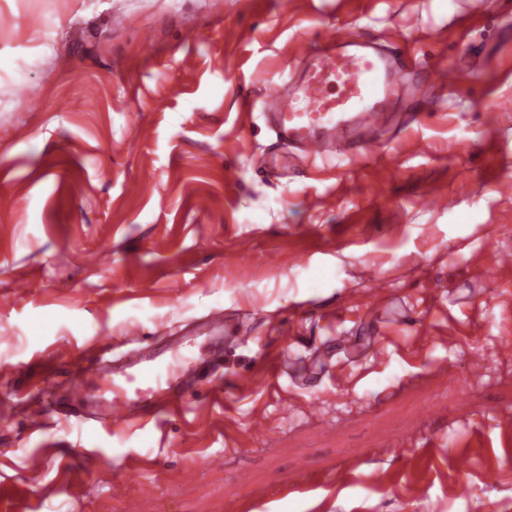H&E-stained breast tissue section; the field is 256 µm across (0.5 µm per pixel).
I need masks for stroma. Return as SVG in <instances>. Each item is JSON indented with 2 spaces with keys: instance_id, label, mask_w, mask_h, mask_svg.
Here are the masks:
<instances>
[{
  "instance_id": "stroma-1",
  "label": "stroma",
  "mask_w": 512,
  "mask_h": 512,
  "mask_svg": "<svg viewBox=\"0 0 512 512\" xmlns=\"http://www.w3.org/2000/svg\"><path fill=\"white\" fill-rule=\"evenodd\" d=\"M1 17L0 488L34 512H143L144 478L158 512H512V0H0ZM327 32L414 61L366 158L303 159L264 118ZM427 59L469 76L410 124ZM271 154L288 165L267 177ZM214 308L250 335L214 346L222 391L132 433L85 423L109 390L72 402V358ZM280 353L306 373L268 370Z\"/></svg>"
}]
</instances>
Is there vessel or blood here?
I'll list each match as a JSON object with an SVG mask.
<instances>
[{"mask_svg": "<svg viewBox=\"0 0 512 512\" xmlns=\"http://www.w3.org/2000/svg\"><path fill=\"white\" fill-rule=\"evenodd\" d=\"M297 76L276 94L272 126L280 139L312 160L329 148L347 146L348 158H363L372 143H350V133L360 126L381 122L388 107V92L407 91L405 71L368 44L337 34L325 36L320 47H303L297 53ZM431 89H458L461 71L457 64L425 68ZM102 344L97 356L77 363L70 387L81 396L85 386L103 374L102 356L110 352ZM155 352L136 361L135 370L116 387L112 398L98 401L92 419L102 427H129L156 421L159 414L185 415L188 391L175 372L161 374Z\"/></svg>", "mask_w": 512, "mask_h": 512, "instance_id": "b4317fda", "label": "vessel or blood"}]
</instances>
